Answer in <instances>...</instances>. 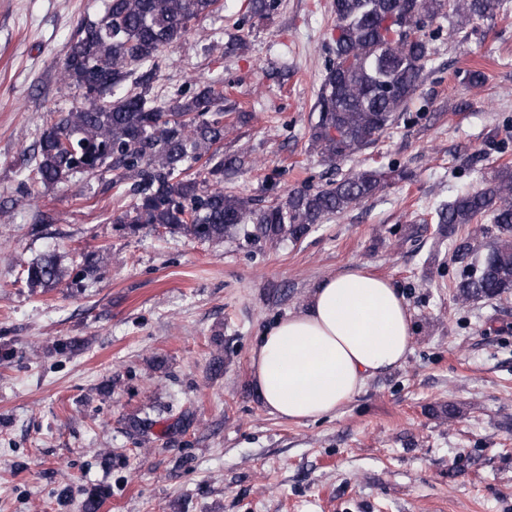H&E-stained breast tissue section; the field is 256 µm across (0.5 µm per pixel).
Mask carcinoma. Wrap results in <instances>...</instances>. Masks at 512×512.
Segmentation results:
<instances>
[{
  "instance_id": "obj_1",
  "label": "carcinoma",
  "mask_w": 512,
  "mask_h": 512,
  "mask_svg": "<svg viewBox=\"0 0 512 512\" xmlns=\"http://www.w3.org/2000/svg\"><path fill=\"white\" fill-rule=\"evenodd\" d=\"M221 0H105L100 18L81 23L63 54L59 80L84 92L88 104L51 118L36 149L34 180L61 183L75 174L111 170L131 181V211L117 221L136 231L158 224L201 240H215L240 224L267 237L299 238L313 224L341 214L381 191L387 175L364 170L316 189L294 190L257 207L224 190V177L248 155L220 156L224 93L206 86L173 101L153 91L149 65L180 39L191 20L221 8ZM276 0H247L244 16L266 18ZM501 0H333V55L322 83L320 115L311 141L329 159L376 142L405 110L432 63L427 28L451 20L459 34L493 20ZM133 78L135 91L122 92ZM492 214L500 237L457 282L462 302L512 291V166L503 165L483 186L437 212L440 224H477ZM59 259L48 254L28 264L31 288L57 284ZM111 488L85 493L81 512H99Z\"/></svg>"
}]
</instances>
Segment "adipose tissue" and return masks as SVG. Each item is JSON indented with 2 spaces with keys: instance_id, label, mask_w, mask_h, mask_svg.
I'll use <instances>...</instances> for the list:
<instances>
[{
  "instance_id": "1",
  "label": "adipose tissue",
  "mask_w": 512,
  "mask_h": 512,
  "mask_svg": "<svg viewBox=\"0 0 512 512\" xmlns=\"http://www.w3.org/2000/svg\"><path fill=\"white\" fill-rule=\"evenodd\" d=\"M412 315L390 281L354 267L326 277L306 303L268 326L251 381L268 411L295 422L335 413L411 351Z\"/></svg>"
}]
</instances>
